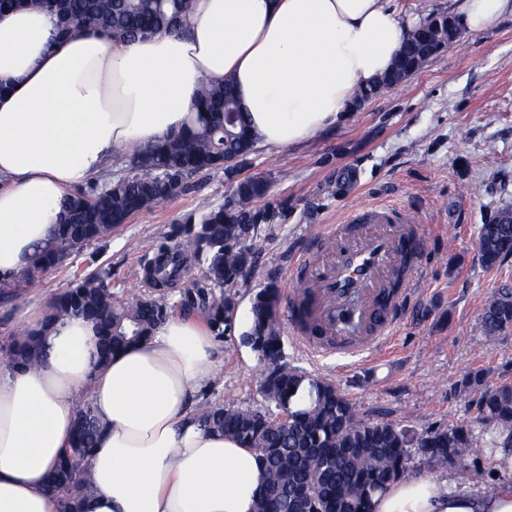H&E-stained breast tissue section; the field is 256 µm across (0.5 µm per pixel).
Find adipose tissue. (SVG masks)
Masks as SVG:
<instances>
[{
    "mask_svg": "<svg viewBox=\"0 0 512 512\" xmlns=\"http://www.w3.org/2000/svg\"><path fill=\"white\" fill-rule=\"evenodd\" d=\"M398 0H197L182 33L115 39L81 28L56 40V17L0 12V284L50 241L62 200L181 130L198 88L231 80L256 145L289 147L349 117L357 89L393 65L407 31ZM512 0H455L470 35ZM34 300L14 316L39 331L35 368L0 365V512H59L48 491L77 407L102 426L82 512H254L267 491L259 455L201 428L194 398L216 367V338L193 314L99 364L91 323L45 325ZM372 512H512V485L450 488L406 477Z\"/></svg>",
    "mask_w": 512,
    "mask_h": 512,
    "instance_id": "adipose-tissue-1",
    "label": "adipose tissue"
}]
</instances>
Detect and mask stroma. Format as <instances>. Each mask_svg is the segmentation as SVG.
<instances>
[{"instance_id": "stroma-1", "label": "stroma", "mask_w": 512, "mask_h": 512, "mask_svg": "<svg viewBox=\"0 0 512 512\" xmlns=\"http://www.w3.org/2000/svg\"><path fill=\"white\" fill-rule=\"evenodd\" d=\"M247 179L266 181L268 191L251 205L254 274L250 289L236 291V315L246 316L254 289L269 282L291 297L293 264L327 225L362 207L399 208L421 227L422 275L391 342L364 359H313L286 331L283 361L332 381L359 417L390 420L413 435L477 426L478 395L462 391L465 375L480 372L488 384H512V329L492 343L481 332L487 298L512 289V256L488 266L478 250L481 225L512 211V15L478 35H460L420 72L355 107L347 123L298 145L255 149L234 173L191 177L164 204L113 228L91 249L95 266L110 273L116 297L142 294L145 264L175 241L185 218L231 207ZM92 267L85 254L73 255L0 299V342L12 333L14 304L59 296ZM217 359L197 405L266 409L263 366L244 337L226 334ZM468 464V478L447 474L455 488L512 483V471L501 469L487 449H477Z\"/></svg>"}]
</instances>
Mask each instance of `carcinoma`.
Instances as JSON below:
<instances>
[{
  "label": "carcinoma",
  "instance_id": "1",
  "mask_svg": "<svg viewBox=\"0 0 512 512\" xmlns=\"http://www.w3.org/2000/svg\"><path fill=\"white\" fill-rule=\"evenodd\" d=\"M17 7L47 10L58 17L57 34L68 36L81 27H93L133 40L139 36L182 30L194 0H0V11ZM434 42V31L414 27L399 51L395 65L406 63L420 44ZM234 124L224 127V115ZM254 151L244 112L230 82L204 85L185 128L166 136L130 160L131 173L91 186L69 199L62 211L53 246L38 254L22 270L12 287L35 283L48 269L66 262L74 247L104 240L113 220L132 216L167 201L183 182L196 174L224 168ZM263 180L238 184L234 208L220 207L199 219L188 218L179 234L192 252L175 242L163 246L145 267L155 287L173 284L183 266L194 258L205 265L203 280L180 294L183 309L195 310L224 338L235 301L232 294L215 296V289L251 287L250 247L255 231L250 204L266 194ZM483 263L492 266L512 255V223L483 224L479 229ZM109 274L98 272L75 285L50 304L48 321L82 315L96 325L102 359L147 340L169 317L172 306L165 294L133 300L112 298ZM281 293L271 283L253 298L252 323L245 341L258 353L263 366L261 394L279 413L208 404L198 414L201 425L254 449L266 470L268 489L256 512H293V503L317 505L319 512H371L373 497L411 474L408 430L391 421L356 415L345 395L332 382L314 378L280 363L283 341L279 327ZM485 338L493 342L512 328V290L502 288L488 297L481 319ZM13 367L28 368L42 358L36 335L11 339L4 350ZM463 390L480 393V420L494 426L496 436L484 439L468 427L434 429L421 434L420 447L429 462L465 475L472 449L490 446L512 454V386H489L484 374L464 378ZM97 421L83 404L74 439L50 476L60 512H78L79 498L91 491L84 462L95 446Z\"/></svg>",
  "mask_w": 512,
  "mask_h": 512
}]
</instances>
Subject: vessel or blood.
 <instances>
[{
    "instance_id": "b4317fda",
    "label": "vessel or blood",
    "mask_w": 512,
    "mask_h": 512,
    "mask_svg": "<svg viewBox=\"0 0 512 512\" xmlns=\"http://www.w3.org/2000/svg\"><path fill=\"white\" fill-rule=\"evenodd\" d=\"M423 235L393 207L356 210L318 236L295 263L304 323L290 333L315 354L360 356L389 343L420 275Z\"/></svg>"
}]
</instances>
